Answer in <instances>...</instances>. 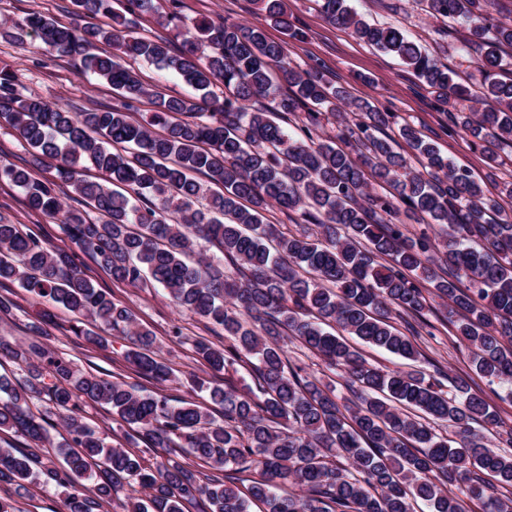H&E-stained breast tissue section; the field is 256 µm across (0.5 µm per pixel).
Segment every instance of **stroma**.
I'll use <instances>...</instances> for the list:
<instances>
[{
    "mask_svg": "<svg viewBox=\"0 0 512 512\" xmlns=\"http://www.w3.org/2000/svg\"><path fill=\"white\" fill-rule=\"evenodd\" d=\"M182 13L189 18L206 16L227 17L240 22L257 19L254 0H181ZM350 6L362 18L378 23H393L406 29L441 62L458 68V57L449 55L448 42L435 32L436 24L421 9L417 0H349ZM39 11L53 20L67 24L74 19L72 0H0V22L19 23L31 12ZM288 20L301 29L303 41L287 45L291 58L302 65L317 61L329 76L357 98L375 103L383 110L411 122L456 164L468 167L487 191L496 192L502 179L512 176V149L504 148L507 161L496 175H489L482 155L461 135H448L446 127L457 103H450L448 112L437 111L428 90L393 55L355 39L349 31L325 21L313 0H291ZM11 66L24 94L59 102L74 111H89L105 105L119 104L111 87L94 75L83 72L79 63L47 52L39 39L20 40L0 37V66ZM0 213L27 225L52 247L77 254L79 265L114 299L129 306L141 326L156 338V354L173 370L171 380L159 385L144 379L125 362L124 352L129 342L121 335H112L107 345L99 347L70 336V316L60 307L53 308V323L49 327L47 345L71 359L83 372L113 381L145 388L148 393H160L171 398H190L204 402L203 393H189L185 380L195 374L210 377L208 366L194 352L196 340L205 338L223 344L224 330L194 314L176 308L162 288H135L112 280L90 257L78 254L76 246L54 221L33 214L23 203L21 193L14 187L0 185ZM0 296L15 302L11 314L0 318V336L23 338L36 313L27 294L15 284L0 288ZM433 311L426 325L420 326L417 341L423 354L418 369L428 370L430 364L441 366L451 375L470 379L473 387L483 391L491 404L496 405L502 418L512 426V402L500 401L498 386L488 384L476 374L470 350L454 335V328L444 317L441 301H433Z\"/></svg>",
    "mask_w": 512,
    "mask_h": 512,
    "instance_id": "1",
    "label": "stroma"
}]
</instances>
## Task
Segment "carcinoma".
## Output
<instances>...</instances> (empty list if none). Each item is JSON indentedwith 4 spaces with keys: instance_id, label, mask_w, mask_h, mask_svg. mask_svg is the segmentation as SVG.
<instances>
[{
    "instance_id": "obj_1",
    "label": "carcinoma",
    "mask_w": 512,
    "mask_h": 512,
    "mask_svg": "<svg viewBox=\"0 0 512 512\" xmlns=\"http://www.w3.org/2000/svg\"><path fill=\"white\" fill-rule=\"evenodd\" d=\"M78 22L63 26L39 12L0 29L34 34L60 56L78 57L122 101L71 112L23 95L15 72L0 69V126L32 152L30 166L0 159V184L20 189L33 213L63 225L112 280L162 287L172 302L224 329L228 344L195 342L197 355L224 383L190 378L209 392L221 419L186 400L145 394L136 386L80 373L39 342L0 337V359L26 371L0 375V430L26 447L0 444V486L63 489V512H102L113 495L137 485L123 512H464L445 484L467 485L481 512H512V453L491 446L504 432L499 412L463 378L441 369L387 370L365 359L356 337L404 359L422 356L411 320L431 310L426 293L448 300L447 320L468 344L476 373L512 401V180L485 193L467 167L445 157L417 128L333 85L317 63L293 64L266 26L288 24L286 0H258L259 22L188 19L169 0L157 23L182 37L175 46L137 31L152 0H74ZM330 24L396 54L429 88L433 106L467 107L448 134L480 142L486 167L504 165L512 146V22L495 0H421L427 16L460 28L450 49L474 65L465 81L402 28L371 24L349 0H314ZM104 15L108 27L79 23ZM115 52H96V44ZM143 60L182 78L193 93L165 97L144 84L127 60ZM222 85L219 96L214 86ZM152 108L136 118L137 104ZM264 100L260 110L248 104ZM327 122L336 135L322 136ZM418 166L411 165V159ZM49 164L50 178L34 168ZM95 169L98 177L87 178ZM71 188L65 204L57 183ZM274 207L316 227L284 230ZM438 228L434 236L429 230ZM16 283L36 304L76 315L72 332L93 345L117 331L130 342L124 359L144 378L172 371L152 355L153 334L62 251L27 225L0 216V286ZM409 317L405 330L396 318ZM291 336L342 380L347 395L310 379L280 345ZM248 372L240 390L233 377ZM454 389H442V378ZM58 410L67 437L64 464H45L49 417ZM106 405L134 434L137 448L108 445L78 415L83 399ZM161 462H151L156 456ZM211 473L201 478L181 457ZM258 469L246 491L241 474ZM94 483L90 491L84 481Z\"/></svg>"
}]
</instances>
